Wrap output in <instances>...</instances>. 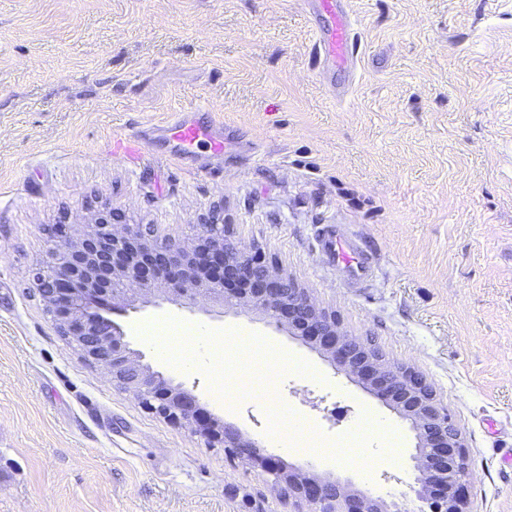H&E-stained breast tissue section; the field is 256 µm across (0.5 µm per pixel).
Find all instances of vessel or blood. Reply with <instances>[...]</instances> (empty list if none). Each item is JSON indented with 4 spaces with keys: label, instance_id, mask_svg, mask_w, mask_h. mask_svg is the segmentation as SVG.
I'll return each mask as SVG.
<instances>
[{
    "label": "vessel or blood",
    "instance_id": "1",
    "mask_svg": "<svg viewBox=\"0 0 512 512\" xmlns=\"http://www.w3.org/2000/svg\"><path fill=\"white\" fill-rule=\"evenodd\" d=\"M314 34L315 72L327 79L338 70H353L358 57V34L349 16L347 0H302ZM236 136L209 108L180 115L175 121L137 129L121 139L117 151L135 155L154 148L179 166L194 169L222 159ZM319 252L328 264L340 269L348 283L358 286L372 280L376 262L338 224L320 225L315 235Z\"/></svg>",
    "mask_w": 512,
    "mask_h": 512
}]
</instances>
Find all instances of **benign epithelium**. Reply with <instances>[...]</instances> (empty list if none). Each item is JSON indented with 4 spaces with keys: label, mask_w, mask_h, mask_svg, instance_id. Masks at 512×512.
Listing matches in <instances>:
<instances>
[{
    "label": "benign epithelium",
    "mask_w": 512,
    "mask_h": 512,
    "mask_svg": "<svg viewBox=\"0 0 512 512\" xmlns=\"http://www.w3.org/2000/svg\"><path fill=\"white\" fill-rule=\"evenodd\" d=\"M73 225L51 240L46 260L32 269V286L68 344L82 358L104 368L112 383L132 394L146 409L176 426H188L208 445L222 447L252 465L255 441L224 426L209 429L196 422L197 396L181 384L153 372L134 359L121 328L110 315L124 309L129 295L159 284L166 300L195 305L215 300L257 311L290 332L315 343L350 373L370 378L396 403L397 413L411 422L418 439L415 498L430 512H464L466 466L461 433L426 381L408 368L396 369L371 355L364 341L342 334L336 318L320 308L288 273L267 263L252 247L227 238L220 218L199 225L191 239L144 236L134 224L116 226L98 217L79 236ZM207 247L208 264L222 271L209 276L190 263L198 245ZM241 278L245 289L224 287V278ZM266 482L277 494L293 499L295 512H402L333 476L290 479L276 459L260 462Z\"/></svg>",
    "instance_id": "1"
}]
</instances>
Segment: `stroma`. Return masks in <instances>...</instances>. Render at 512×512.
Segmentation results:
<instances>
[{"label": "stroma", "mask_w": 512, "mask_h": 512, "mask_svg": "<svg viewBox=\"0 0 512 512\" xmlns=\"http://www.w3.org/2000/svg\"><path fill=\"white\" fill-rule=\"evenodd\" d=\"M348 9L359 57L337 74L336 100L314 75L299 0H0V512L291 510L259 467L144 410L55 328L30 270L56 224L107 210L158 240L191 237L219 213L343 333L426 379L461 431L465 512H512L497 455L512 448V0ZM208 105L251 144L217 170L112 151L134 128ZM319 224L361 238L377 260L372 285L326 263ZM113 319L143 364L283 468L417 508L409 421L315 345L209 302L135 293ZM229 331L280 350L264 391L215 356ZM275 400L309 436L294 438ZM373 414L400 446L340 448ZM276 438L291 448L268 450Z\"/></svg>", "instance_id": "1"}]
</instances>
